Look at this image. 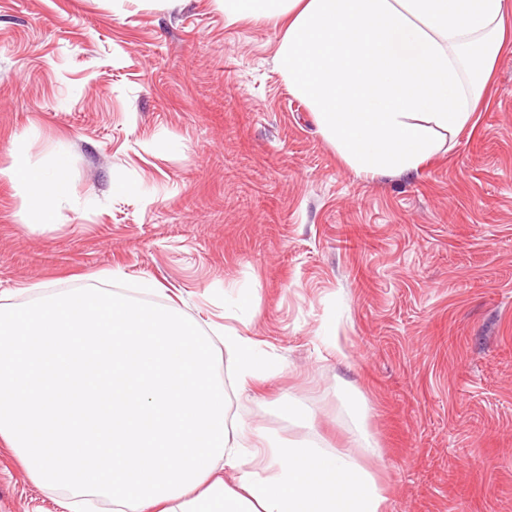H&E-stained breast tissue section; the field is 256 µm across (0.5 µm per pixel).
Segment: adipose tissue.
Segmentation results:
<instances>
[{"instance_id": "ef3b65f1", "label": "adipose tissue", "mask_w": 512, "mask_h": 512, "mask_svg": "<svg viewBox=\"0 0 512 512\" xmlns=\"http://www.w3.org/2000/svg\"><path fill=\"white\" fill-rule=\"evenodd\" d=\"M224 15L280 27L289 90L368 179L439 153L512 42V0H224ZM2 177L28 224L67 196L60 163L20 153ZM224 349L241 380L266 373L237 330ZM0 442L36 480L110 498L112 512H384L374 479L343 455L274 444L246 469L210 338L174 309L112 293L0 304Z\"/></svg>"}]
</instances>
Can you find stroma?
Instances as JSON below:
<instances>
[{"instance_id":"1","label":"stroma","mask_w":512,"mask_h":512,"mask_svg":"<svg viewBox=\"0 0 512 512\" xmlns=\"http://www.w3.org/2000/svg\"><path fill=\"white\" fill-rule=\"evenodd\" d=\"M280 34L217 0H0V167L25 151L68 176L46 224L0 179V304L84 289L177 307L212 338L247 439L351 455L384 512H512V47L446 150L368 180L289 91ZM228 326L265 380L240 382ZM67 498L0 444V512Z\"/></svg>"}]
</instances>
